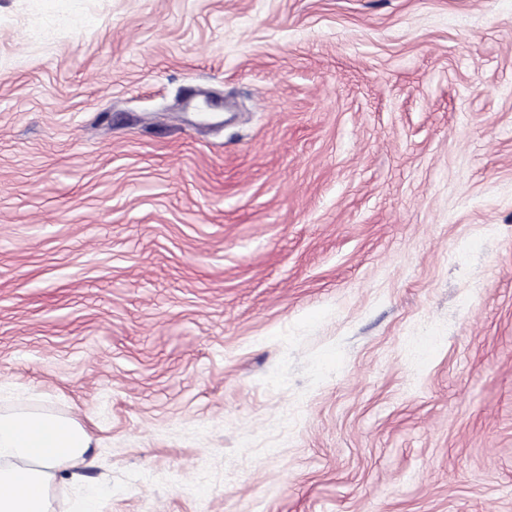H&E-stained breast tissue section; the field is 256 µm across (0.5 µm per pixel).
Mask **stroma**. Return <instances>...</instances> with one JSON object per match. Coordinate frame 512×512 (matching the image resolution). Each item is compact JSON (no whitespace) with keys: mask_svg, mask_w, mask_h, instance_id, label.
I'll list each match as a JSON object with an SVG mask.
<instances>
[{"mask_svg":"<svg viewBox=\"0 0 512 512\" xmlns=\"http://www.w3.org/2000/svg\"><path fill=\"white\" fill-rule=\"evenodd\" d=\"M0 389L49 512H512V0H0ZM91 444L74 418L37 408L0 410V512H48L56 472L83 459Z\"/></svg>","mask_w":512,"mask_h":512,"instance_id":"obj_1","label":"stroma"}]
</instances>
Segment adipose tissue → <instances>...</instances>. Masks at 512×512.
Wrapping results in <instances>:
<instances>
[{
    "label": "adipose tissue",
    "instance_id": "obj_1",
    "mask_svg": "<svg viewBox=\"0 0 512 512\" xmlns=\"http://www.w3.org/2000/svg\"><path fill=\"white\" fill-rule=\"evenodd\" d=\"M91 444L74 418L0 410V512H49L47 490L57 471L83 459Z\"/></svg>",
    "mask_w": 512,
    "mask_h": 512
}]
</instances>
